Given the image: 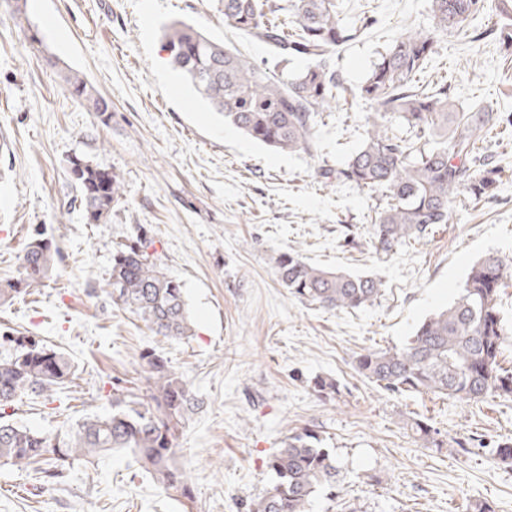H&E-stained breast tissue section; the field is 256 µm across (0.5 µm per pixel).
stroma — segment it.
Masks as SVG:
<instances>
[{
    "mask_svg": "<svg viewBox=\"0 0 512 512\" xmlns=\"http://www.w3.org/2000/svg\"><path fill=\"white\" fill-rule=\"evenodd\" d=\"M336 4L346 22L362 13L377 22L334 54L346 92L323 113L310 155L246 138L174 70L163 43L178 21L273 62L267 44L225 25L215 0H27L21 22L0 0V281L18 277L35 235L59 249L50 280L0 305V358L12 338L32 336L75 366L72 383L23 398L12 419L51 433L108 414L113 390L145 386L151 353L199 401L176 441L193 500L160 493L130 454L115 452L73 462L55 482L0 468V512H248L273 480L269 459L303 427L321 434L340 470L336 498L315 495L310 512H512V464L491 453L512 444V399L391 394L355 369L358 355L401 345L448 307L487 252L512 258V127L483 144L504 170L496 198L459 197L448 223L377 258L382 191L327 186L316 170L341 167L360 147L372 110L351 92L406 28L429 26L431 0ZM67 71L111 101L108 124L65 90ZM419 82L448 83L457 108L512 113V55L491 39L445 38ZM75 156L124 179L107 223H86L74 201ZM140 239L183 284L190 338L152 333L103 291L113 250ZM285 252L376 275L382 295L356 310L302 301L277 280ZM318 376L337 381L336 398L313 392ZM415 419L440 447H423Z\"/></svg>",
    "mask_w": 512,
    "mask_h": 512,
    "instance_id": "obj_1",
    "label": "stroma"
}]
</instances>
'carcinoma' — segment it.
I'll list each match as a JSON object with an SVG mask.
<instances>
[{
	"label": "carcinoma",
	"mask_w": 512,
	"mask_h": 512,
	"mask_svg": "<svg viewBox=\"0 0 512 512\" xmlns=\"http://www.w3.org/2000/svg\"><path fill=\"white\" fill-rule=\"evenodd\" d=\"M218 5L226 25L268 44L281 62L301 57L307 66L288 78L201 29L176 22L165 33L174 69L224 121L252 140L279 151L313 154L321 112L345 90L332 57L349 41L351 30L338 15L336 0H218ZM487 8L488 0H431V29L406 30L354 90L374 109L361 146L343 167L317 170L327 183L336 179L385 192V205L373 224L378 254L391 256L448 223L462 191L476 199L497 195L503 169L480 153L479 144L499 115L483 107L459 112L448 86L416 85L439 38L468 31ZM482 35L512 48V22ZM64 83L83 106H93L97 118H109L111 101L87 80L73 74L64 76ZM69 165L87 223H107L124 200L120 174L80 157L70 159ZM58 255L52 242L31 238L19 258L20 277L0 281V304L50 278ZM276 267L281 285L291 294L327 310L360 309L381 295L380 279L319 268L296 252L281 254ZM508 277L511 261L494 253L481 257L451 305L419 323L401 346L359 355V374L393 393H431L465 402L511 397L512 368L501 364L505 324L499 309L500 290ZM105 292L113 304L158 335H192L183 285L168 276L143 245L115 248ZM14 343V353L0 358V467L22 470L37 464L39 473L56 479L75 460L123 449L164 491L191 497L190 478L179 462L175 441L196 398L164 359L147 361L144 395L115 391L112 413L87 416L64 432L40 433L6 419V409L25 395L46 396L72 382L73 366L63 352L38 341L23 336ZM313 391L331 399L339 387L333 379L317 377ZM411 429L426 447H441L428 424L415 420ZM268 467L274 481L248 512H308L318 492L336 497V460L312 429L289 432Z\"/></svg>",
	"instance_id": "cac0c4a2"
}]
</instances>
